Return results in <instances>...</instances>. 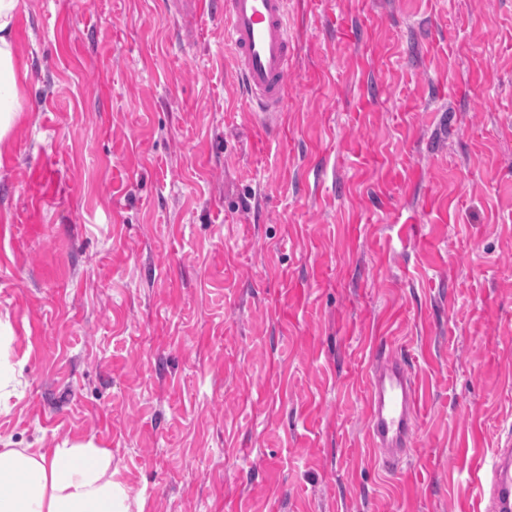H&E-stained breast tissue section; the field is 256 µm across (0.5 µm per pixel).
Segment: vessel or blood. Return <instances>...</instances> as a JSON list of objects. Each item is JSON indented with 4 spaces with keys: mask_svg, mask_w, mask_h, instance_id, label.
Segmentation results:
<instances>
[{
    "mask_svg": "<svg viewBox=\"0 0 512 512\" xmlns=\"http://www.w3.org/2000/svg\"><path fill=\"white\" fill-rule=\"evenodd\" d=\"M224 27V43L255 117L267 128L278 125L288 101V76L295 39L288 26V0H193ZM366 405L370 445L385 468H398L417 423L419 394L405 359L388 353L385 342L372 351ZM477 489L482 512H512V434L480 460Z\"/></svg>",
    "mask_w": 512,
    "mask_h": 512,
    "instance_id": "1",
    "label": "vessel or blood"
}]
</instances>
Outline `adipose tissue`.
<instances>
[{
  "mask_svg": "<svg viewBox=\"0 0 512 512\" xmlns=\"http://www.w3.org/2000/svg\"><path fill=\"white\" fill-rule=\"evenodd\" d=\"M19 0H0V141L19 117V66L12 25ZM0 512H130L112 456L93 442L45 451L0 450Z\"/></svg>",
  "mask_w": 512,
  "mask_h": 512,
  "instance_id": "obj_1",
  "label": "adipose tissue"
}]
</instances>
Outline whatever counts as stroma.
Segmentation results:
<instances>
[{
  "label": "stroma",
  "mask_w": 512,
  "mask_h": 512,
  "mask_svg": "<svg viewBox=\"0 0 512 512\" xmlns=\"http://www.w3.org/2000/svg\"><path fill=\"white\" fill-rule=\"evenodd\" d=\"M276 132L170 0H19L0 441L143 512H471L512 429V0H289ZM422 394L367 439L378 339Z\"/></svg>",
  "instance_id": "35a3bbf8"
}]
</instances>
